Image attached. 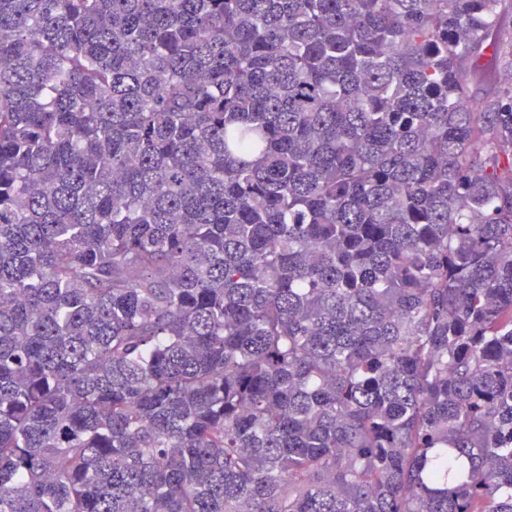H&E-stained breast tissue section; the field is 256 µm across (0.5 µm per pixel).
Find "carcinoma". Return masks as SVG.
I'll return each instance as SVG.
<instances>
[{"instance_id":"obj_1","label":"carcinoma","mask_w":512,"mask_h":512,"mask_svg":"<svg viewBox=\"0 0 512 512\" xmlns=\"http://www.w3.org/2000/svg\"><path fill=\"white\" fill-rule=\"evenodd\" d=\"M0 512H512V0H0Z\"/></svg>"}]
</instances>
